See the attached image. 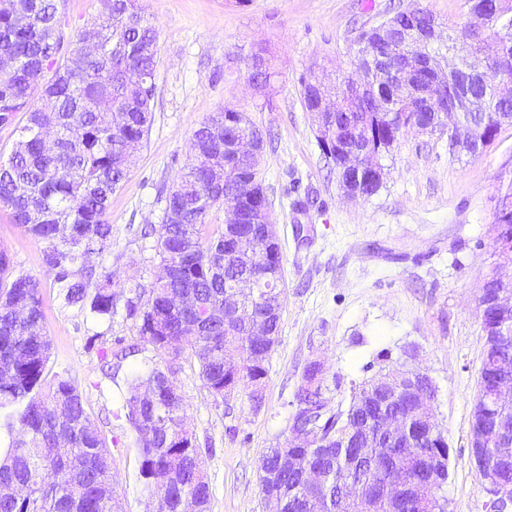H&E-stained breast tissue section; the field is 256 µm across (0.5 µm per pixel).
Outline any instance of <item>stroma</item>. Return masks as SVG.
<instances>
[{
    "label": "stroma",
    "mask_w": 512,
    "mask_h": 512,
    "mask_svg": "<svg viewBox=\"0 0 512 512\" xmlns=\"http://www.w3.org/2000/svg\"><path fill=\"white\" fill-rule=\"evenodd\" d=\"M158 35L153 122L137 161L113 195L110 251L90 265L112 273L118 312L92 317L64 304L44 262L46 244L13 224L0 205V249L17 274L40 280L48 376L78 387L101 428L123 512H152L156 495L140 474L134 434L121 405L131 374L159 358L125 304L158 272L144 239L161 224L165 196L180 178L194 130L213 112L247 113L264 138L260 174L283 257L278 342L267 364L264 402L216 397L192 363L174 364L185 425L201 451L211 512H271L258 464L285 445L295 393L312 361L324 364L325 397L348 403L355 384L382 369L417 366L438 394L433 413L448 441L447 512H491L470 448L483 332L476 296L492 270L493 211L512 181V126L481 156L457 157L444 135L401 134L383 160L375 195L344 197L307 112L301 81L321 69L347 72L360 31L395 12L430 10L442 33L459 35L465 0H139ZM267 59L269 86L251 88L246 63ZM135 346L118 369L100 355L116 340Z\"/></svg>",
    "instance_id": "stroma-1"
}]
</instances>
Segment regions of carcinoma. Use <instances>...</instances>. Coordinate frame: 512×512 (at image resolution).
<instances>
[{
    "mask_svg": "<svg viewBox=\"0 0 512 512\" xmlns=\"http://www.w3.org/2000/svg\"><path fill=\"white\" fill-rule=\"evenodd\" d=\"M467 13L482 17L480 31L464 23L459 39L448 38L465 69L443 77L441 102L460 95L483 100L482 108L464 116L470 137L466 154L477 157L492 145L502 127L512 125V101L499 97L497 86L512 80V0H465ZM396 29L439 27L428 10L415 8L389 18ZM98 40L97 52L77 67L69 60L88 32ZM413 46L376 39L365 51L390 59L392 75L368 81L359 89L358 66L341 81L355 88L341 111L329 121L323 141L339 185L347 184L342 168L347 158L364 162L397 141V129L429 107L423 100L401 96L398 75ZM488 60L483 73L473 72ZM157 33L142 15L137 0H112L105 18L88 28L71 29L58 0H12L0 13V127L26 116L21 141L7 161H0V203L13 223L47 243L45 264L67 305L91 299L98 316L116 312L112 275L101 270L93 297L91 254L112 248L108 214L112 194L135 160L125 145L147 136L155 97ZM239 134L261 135L242 112L226 109L204 119L191 138L192 155L185 172L165 197L163 221L154 234L153 250L161 274L136 287L137 301L127 311L140 319L139 336L162 357L146 376L132 377L122 404L135 433L140 473L165 498L166 512H211V491L199 448L183 427L185 403L172 364L193 361L198 375L217 397L238 391L254 399L264 389L271 353L253 338V322L267 314L270 301L281 294L283 263L279 245L263 259L261 249L235 251L230 246L242 232L263 241L269 231L266 193L256 170L224 148L225 128ZM57 133L55 147L46 151L41 130ZM256 183L258 197L237 200L240 180ZM382 182L366 174L350 186L370 197ZM237 204L241 218L235 227L207 223L215 207ZM10 259L0 250V422L11 440L0 448V486H22V496L0 494V512H120L112 474V458L100 427L87 415L74 383L46 377L50 341L43 328L40 280L31 275L8 278ZM259 288L224 309L226 285L256 271ZM324 378L312 366L304 370L298 402L322 391ZM381 394L377 378L354 387L340 420L322 423L348 431L356 420L374 416ZM407 435L395 443L381 435L365 450L357 476L383 484L387 467L396 462L412 478L401 499L383 497L375 512H445L441 486L428 484L429 461L448 467V442L438 425L423 420L412 405L400 406ZM293 453L321 468L328 482L312 491L300 475L280 467L281 457ZM347 448L323 444L316 450L271 448L261 470L274 480L261 482L264 494L274 496L282 512H355L354 498L342 496L336 480L342 476Z\"/></svg>",
    "mask_w": 512,
    "mask_h": 512,
    "instance_id": "cac0c4a2",
    "label": "carcinoma"
}]
</instances>
